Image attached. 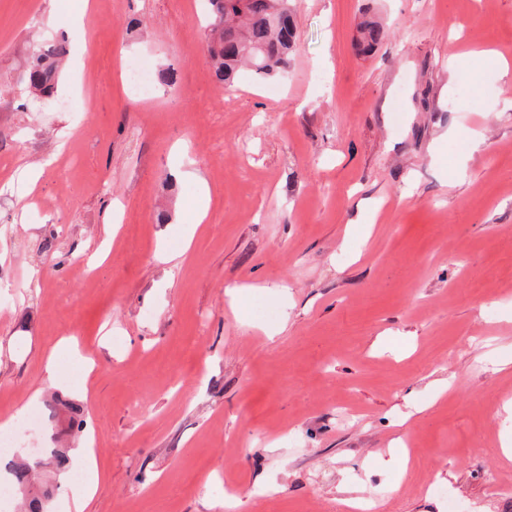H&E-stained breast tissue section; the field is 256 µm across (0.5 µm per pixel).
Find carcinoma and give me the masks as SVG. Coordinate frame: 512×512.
I'll use <instances>...</instances> for the list:
<instances>
[{
	"mask_svg": "<svg viewBox=\"0 0 512 512\" xmlns=\"http://www.w3.org/2000/svg\"><path fill=\"white\" fill-rule=\"evenodd\" d=\"M293 17L291 0H206L207 55L217 81L233 85L243 66L261 80L280 79L296 51ZM360 34L359 45L365 51L387 36L385 28L376 21L364 22ZM66 53L65 37L36 43L24 61L19 82L40 96H51ZM48 467L58 473L71 469L70 449L51 448L47 460L10 461L9 481L23 499L24 512H45L43 498L30 495V490L41 471Z\"/></svg>",
	"mask_w": 512,
	"mask_h": 512,
	"instance_id": "carcinoma-1",
	"label": "carcinoma"
}]
</instances>
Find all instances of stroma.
Masks as SVG:
<instances>
[{"instance_id": "obj_1", "label": "stroma", "mask_w": 512, "mask_h": 512, "mask_svg": "<svg viewBox=\"0 0 512 512\" xmlns=\"http://www.w3.org/2000/svg\"><path fill=\"white\" fill-rule=\"evenodd\" d=\"M82 14L23 109L33 42ZM201 24L200 0H0V418L92 446L86 512H512V0H297L285 78L230 87ZM140 58L176 89L130 96ZM360 34L359 45L364 51L372 50L387 36L385 28L376 21H365L360 27Z\"/></svg>"}]
</instances>
